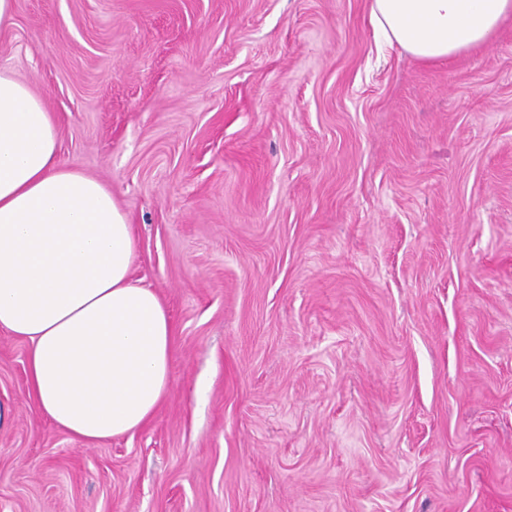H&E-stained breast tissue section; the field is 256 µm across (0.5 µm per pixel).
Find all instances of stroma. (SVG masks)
I'll return each mask as SVG.
<instances>
[{"mask_svg":"<svg viewBox=\"0 0 512 512\" xmlns=\"http://www.w3.org/2000/svg\"><path fill=\"white\" fill-rule=\"evenodd\" d=\"M370 2L15 0L0 68L175 336L88 445L0 331V512H512V18L424 63Z\"/></svg>","mask_w":512,"mask_h":512,"instance_id":"35a3bbf8","label":"stroma"}]
</instances>
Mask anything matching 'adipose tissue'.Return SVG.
Segmentation results:
<instances>
[{"instance_id":"obj_1","label":"adipose tissue","mask_w":512,"mask_h":512,"mask_svg":"<svg viewBox=\"0 0 512 512\" xmlns=\"http://www.w3.org/2000/svg\"><path fill=\"white\" fill-rule=\"evenodd\" d=\"M384 41L422 62L491 43L512 0H371ZM43 99L0 69V329L29 344L27 394L99 443L146 425L170 391L174 329L132 278L136 242L111 189L58 160Z\"/></svg>"}]
</instances>
